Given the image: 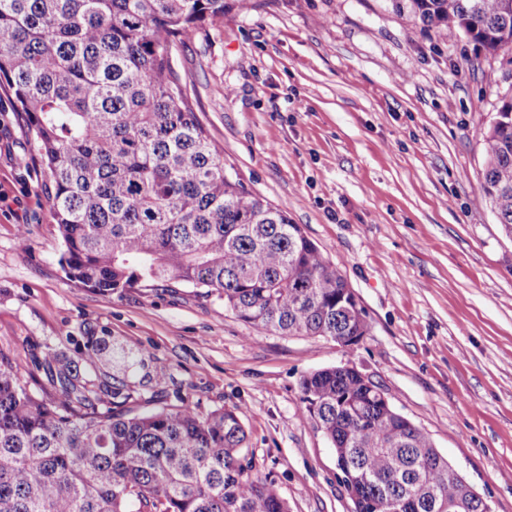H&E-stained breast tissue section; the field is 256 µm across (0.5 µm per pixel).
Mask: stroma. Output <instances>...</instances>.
I'll return each mask as SVG.
<instances>
[{"mask_svg": "<svg viewBox=\"0 0 512 512\" xmlns=\"http://www.w3.org/2000/svg\"><path fill=\"white\" fill-rule=\"evenodd\" d=\"M224 162L337 267L370 324L356 345L258 331L172 283L100 293L71 280L25 113L0 88V351L32 391L45 351H132L129 404L236 412L290 512H352L300 379L351 366L380 384L491 507L512 512V235L479 188L512 51L441 37L388 0H236L172 48Z\"/></svg>", "mask_w": 512, "mask_h": 512, "instance_id": "35a3bbf8", "label": "stroma"}]
</instances>
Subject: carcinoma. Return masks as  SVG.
I'll return each instance as SVG.
<instances>
[{"label":"carcinoma","mask_w":512,"mask_h":512,"mask_svg":"<svg viewBox=\"0 0 512 512\" xmlns=\"http://www.w3.org/2000/svg\"><path fill=\"white\" fill-rule=\"evenodd\" d=\"M438 35L458 29L512 49L507 0H390ZM228 0H0V86L30 119L71 279L100 292L178 282L216 294L266 333L364 336L348 283L300 227L227 171L182 94L171 44L224 17ZM480 190L512 234V94L483 135ZM88 347V379L45 354L52 390L22 381L0 352V512H289L253 473L232 410L118 402ZM123 350L116 357L126 359ZM303 401L344 463L360 512H442L461 494L429 435L397 425L360 375L300 380Z\"/></svg>","instance_id":"cac0c4a2"}]
</instances>
